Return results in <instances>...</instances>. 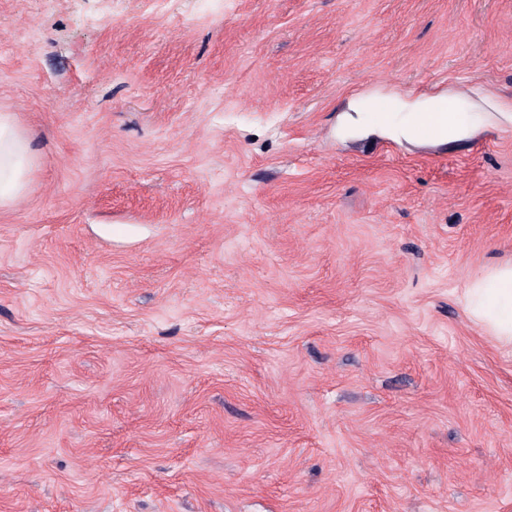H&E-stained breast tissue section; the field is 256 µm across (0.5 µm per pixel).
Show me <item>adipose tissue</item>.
Masks as SVG:
<instances>
[{"instance_id":"obj_1","label":"adipose tissue","mask_w":512,"mask_h":512,"mask_svg":"<svg viewBox=\"0 0 512 512\" xmlns=\"http://www.w3.org/2000/svg\"><path fill=\"white\" fill-rule=\"evenodd\" d=\"M404 135L424 134L442 143L463 139L477 117L461 101L435 97L403 114ZM33 157L29 141L12 113H0V207L18 201L27 185ZM463 298L472 321L504 348L512 349V264L485 271L470 281Z\"/></svg>"}]
</instances>
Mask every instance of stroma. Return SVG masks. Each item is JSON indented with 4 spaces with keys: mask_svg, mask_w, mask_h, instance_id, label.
Instances as JSON below:
<instances>
[{
    "mask_svg": "<svg viewBox=\"0 0 512 512\" xmlns=\"http://www.w3.org/2000/svg\"><path fill=\"white\" fill-rule=\"evenodd\" d=\"M1 112L0 512H512V0H0ZM371 108L380 111L387 109L390 115L403 113L401 132L406 136L424 134L442 143H452L463 139L479 119L472 112H464L461 101L451 97L430 98L417 105L411 112H398L399 105L395 101L374 103ZM435 115L439 121L426 126L424 119ZM33 157L29 141L11 112L0 113V207L18 201L27 185ZM463 298L472 321L499 346L512 350V264L490 268L470 281Z\"/></svg>",
    "mask_w": 512,
    "mask_h": 512,
    "instance_id": "35a3bbf8",
    "label": "stroma"
}]
</instances>
